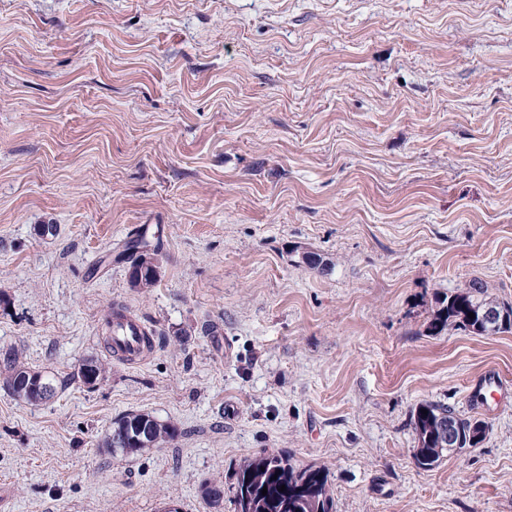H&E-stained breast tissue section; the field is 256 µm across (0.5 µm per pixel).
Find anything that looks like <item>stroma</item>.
<instances>
[{"label":"stroma","instance_id":"1","mask_svg":"<svg viewBox=\"0 0 512 512\" xmlns=\"http://www.w3.org/2000/svg\"><path fill=\"white\" fill-rule=\"evenodd\" d=\"M475 281L512 304V0H0V353L60 381L0 387V512H234L277 452L336 512H512V331H428ZM426 402L484 441L418 468ZM135 410L177 438L108 454ZM121 256L129 263V282L133 288H151L158 279L159 247L149 248L142 238L129 239L124 243ZM112 322V307L103 318V341L108 349H113L118 359L134 361L142 358L143 333L147 331L145 325L134 315L127 314L124 319L116 320L112 324L111 342L107 336V328ZM112 344V346H111ZM2 367L6 374L5 389L12 396L31 405H38L49 400L56 392L55 377L25 366L15 353L5 352L3 358L1 353L0 368Z\"/></svg>","mask_w":512,"mask_h":512}]
</instances>
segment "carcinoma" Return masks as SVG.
I'll return each mask as SVG.
<instances>
[{"instance_id": "obj_1", "label": "carcinoma", "mask_w": 512, "mask_h": 512, "mask_svg": "<svg viewBox=\"0 0 512 512\" xmlns=\"http://www.w3.org/2000/svg\"><path fill=\"white\" fill-rule=\"evenodd\" d=\"M122 256L129 263V282L133 288H151L158 279L160 261L159 248L149 247L137 237L124 243ZM494 308L509 313L506 323L496 332L512 329V305L499 303L488 297L487 286L474 282L470 287L451 292L439 299V308L429 324L432 332H441L449 327L468 330L477 335L488 333V328L478 320L468 317L477 308ZM0 368L6 377L5 389L14 397L31 405L49 400L56 392L55 377L43 371H35L23 364L18 355L6 352L0 357ZM104 367L95 359L84 360L76 373L80 382L86 384L90 376L101 379ZM427 413H421V410ZM453 418L461 437L457 449L479 444L485 435L486 426L480 420L462 418L446 405L422 404L411 414L410 424L417 446L414 450L416 465L430 470L438 465L447 451L440 441L439 428L442 422ZM177 428L157 419L149 413L130 412L112 424L104 441L108 452L129 455L145 448H157L173 441ZM286 490H281V487ZM267 494H262V490ZM201 497L212 508L222 505L223 497L217 486L208 481L200 485ZM233 503L235 512H335L334 499L328 487V474L322 468H295L283 453L259 456L243 464L236 474Z\"/></svg>"}]
</instances>
